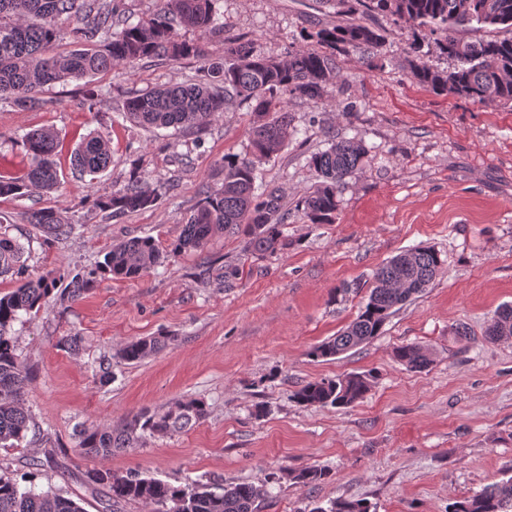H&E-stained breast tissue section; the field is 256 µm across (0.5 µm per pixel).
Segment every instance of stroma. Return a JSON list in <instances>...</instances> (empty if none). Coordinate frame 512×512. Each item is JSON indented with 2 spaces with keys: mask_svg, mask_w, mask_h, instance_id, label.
<instances>
[{
  "mask_svg": "<svg viewBox=\"0 0 512 512\" xmlns=\"http://www.w3.org/2000/svg\"><path fill=\"white\" fill-rule=\"evenodd\" d=\"M220 12L219 32L177 31L200 44L203 57L123 65L45 89V108H0V175L23 172L26 133L49 128L61 144L57 192L0 199V228L24 245L31 277L95 269L112 244L130 237L170 243L205 194L221 187L225 157L250 155L252 116L239 99L203 134L174 135L127 121L128 92L197 82L205 64L223 60L225 38L246 34L282 57L302 34L342 20L321 0H221ZM374 23L387 31L384 68L342 59L328 105L292 104L296 138L258 170L257 186L279 188L292 210L287 254L257 261L240 239L218 235L204 253L140 278L97 277L82 299L53 293L14 325L34 379L25 400L31 429L18 447L0 449L10 475L40 462L39 488L81 499L85 512H108L107 488L85 482L87 470L102 466L175 485L274 479L258 512H312L343 498L366 500L374 512H448L512 475V339L483 334L494 312L512 305V107L425 89L408 67V30L381 16ZM90 88L98 93L93 105ZM91 133L112 150L111 165L92 182L70 164L76 143ZM342 137L363 141L370 153L341 187L334 222L309 223L294 209L317 181L309 159ZM134 169L160 185L158 205L105 218L94 198L122 189ZM47 206L65 210L73 225L65 242H47L28 223V210ZM417 246L434 247L446 261L430 287L370 343L310 357L356 315L362 297L354 284ZM229 263L240 274L228 286L216 270ZM336 288L346 296L332 298ZM461 325L471 330L464 340L455 334ZM63 336L80 337L79 349L59 347ZM151 336L166 337L165 347L139 364L120 360L126 342ZM406 343L431 351L427 370L394 359V347ZM352 372L377 380L350 408L294 397L306 382ZM190 399L204 400L209 413L187 431L105 460L77 449L79 425L114 428L139 410L162 412ZM259 404L266 412L258 418ZM306 466L326 479L294 484L289 472Z\"/></svg>",
  "mask_w": 512,
  "mask_h": 512,
  "instance_id": "1",
  "label": "stroma"
}]
</instances>
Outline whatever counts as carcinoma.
<instances>
[{
	"label": "carcinoma",
	"instance_id": "1",
	"mask_svg": "<svg viewBox=\"0 0 512 512\" xmlns=\"http://www.w3.org/2000/svg\"><path fill=\"white\" fill-rule=\"evenodd\" d=\"M220 0H159L155 17L131 23L120 14L117 0H0V98L21 110L46 105L43 91L57 83L107 73L121 64L163 57L178 61L202 56L196 43L177 38L176 27L209 32L219 20ZM354 15L350 21L302 36L314 47L300 45L278 58L264 55L251 39L224 41V61L203 67L198 82L145 92H132L124 114L143 127L199 132L219 112L226 98L235 96L248 105L254 119L249 128L251 157L224 158L223 187L207 194L188 218L181 234L162 247L150 237L123 240L107 251L103 261L87 274L71 277L67 296L77 299L97 275L115 280L135 279L171 259L201 252L218 234L243 238V250L253 257L284 254L290 242L284 232L288 212L280 189L257 192L260 162L283 149L293 136L288 105L305 102L319 107L328 102L329 86L340 76L339 60L357 55L368 67L379 66L384 32L367 19L387 15L411 30L409 66L424 88L438 94L468 99L480 105L512 104V0H324ZM82 15L74 28L77 47L55 49L57 21ZM490 33L469 40L460 32L473 27ZM433 38L436 49L453 62L448 69L422 60V43ZM23 146L29 169L22 177L0 175V198L22 197L34 190L50 193L60 184L56 161L59 142L51 129L27 133ZM366 146L342 139L310 157L319 182L299 201L298 210L312 224H330L338 208V192L346 179L362 170ZM108 141L84 137L72 150L71 164L81 176L95 180L111 163ZM159 189L133 175L123 189L100 195L95 207L114 220L129 212L155 206ZM29 223L38 224L55 242L68 237L72 226L54 207L31 211ZM24 246L0 231V276L10 275L18 286L0 296V448L22 441L30 417L24 408L32 371L18 353L13 324L30 315L57 288L54 273L24 277ZM445 265L432 247L405 250L379 267L356 317L335 336L311 351L314 358H334L380 335L395 308L428 288ZM490 339L512 337V306L499 309L487 324ZM165 338L154 336L128 341L119 358L137 364L158 352ZM394 356L407 369L421 372L430 365L427 350L416 344L397 347ZM376 376L346 374L310 381L295 394L303 405L345 409L361 401ZM208 412L204 401H178L162 413L140 411L126 417L117 431L97 426L79 430V449L106 458L122 448H134L142 439L184 430ZM327 473L314 466L292 471L293 482L309 486ZM37 473L20 478L0 475V512H83L80 503L35 483ZM90 485L109 489L112 505L141 501L153 512H257L261 490L249 483L224 485L213 491L205 485L184 486L144 477L136 471L116 475L108 468L86 473ZM317 512H371L362 500L338 499L330 510ZM449 512H512V478L489 485L455 502Z\"/></svg>",
	"mask_w": 512,
	"mask_h": 512
}]
</instances>
